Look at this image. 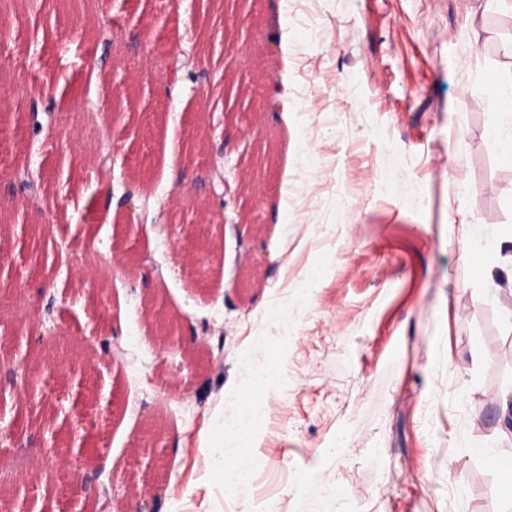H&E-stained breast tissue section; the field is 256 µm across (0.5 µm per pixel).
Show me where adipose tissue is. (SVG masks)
<instances>
[{
	"instance_id": "1",
	"label": "adipose tissue",
	"mask_w": 512,
	"mask_h": 512,
	"mask_svg": "<svg viewBox=\"0 0 512 512\" xmlns=\"http://www.w3.org/2000/svg\"><path fill=\"white\" fill-rule=\"evenodd\" d=\"M496 84L500 112L490 135L498 142L502 154L512 160V75L498 77ZM255 419V413L242 412L213 428L207 436L209 447L224 451L216 473L226 494H236L252 468L253 462L245 450L254 444Z\"/></svg>"
}]
</instances>
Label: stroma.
<instances>
[{
	"instance_id": "1",
	"label": "stroma",
	"mask_w": 512,
	"mask_h": 512,
	"mask_svg": "<svg viewBox=\"0 0 512 512\" xmlns=\"http://www.w3.org/2000/svg\"><path fill=\"white\" fill-rule=\"evenodd\" d=\"M123 29L181 45L211 72L208 96L187 104L183 82L141 81L123 94L128 173L101 183L98 144L84 132L32 135L23 106L0 104V135L15 166L45 173L36 205L0 226V292L44 289L57 335L82 345L71 375L41 372L23 309L8 327L10 355L40 370L34 407L0 390V431L80 451L125 500L144 476L129 456L144 430L167 427L158 512H512L511 484L495 462L512 456V288L483 292L492 248L512 228V162L488 131L497 121L492 73H512V0H102ZM76 11L59 0H19L0 42V86L36 79L90 89L100 100L136 44L84 85ZM264 159L272 183L261 205L243 187L227 225L207 224L184 197L202 194L210 167L227 179ZM146 198L149 220L128 231L107 190ZM260 209L256 232L238 217ZM68 247L75 268L57 270L33 228ZM98 222L87 226L88 213ZM168 214L190 233L207 229L204 276L153 219ZM487 254L466 258L464 225ZM106 267L80 260L89 241ZM257 262L239 293L238 255ZM155 266L154 293L138 269ZM181 318L184 342H200L202 372L154 344L152 297ZM110 337L112 356L98 338ZM278 378L248 387L252 370ZM262 406L255 461L238 496L216 477L209 431ZM75 478L55 464L34 512H97L61 488Z\"/></svg>"
}]
</instances>
